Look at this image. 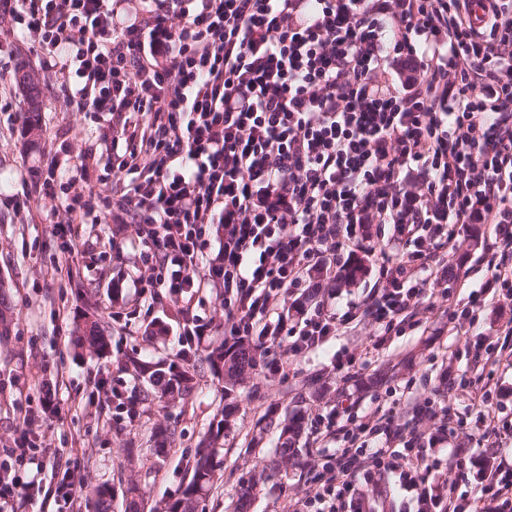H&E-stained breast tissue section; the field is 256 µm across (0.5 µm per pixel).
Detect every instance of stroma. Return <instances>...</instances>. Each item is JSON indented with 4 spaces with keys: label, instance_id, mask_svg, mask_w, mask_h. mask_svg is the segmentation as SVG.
I'll return each instance as SVG.
<instances>
[{
    "label": "stroma",
    "instance_id": "1",
    "mask_svg": "<svg viewBox=\"0 0 512 512\" xmlns=\"http://www.w3.org/2000/svg\"><path fill=\"white\" fill-rule=\"evenodd\" d=\"M0 43L11 53L0 57V101L25 111L29 107L23 89L14 79L19 66H26L39 80L35 108L40 117L37 139H30L9 113L0 112V282L12 315L8 336L0 338V463L11 459L14 430L21 411H32L30 430L42 447L73 456L72 473L81 475L85 487L114 485L119 495L112 512H124L120 495L129 478H136L148 512H158L185 477V462L203 439L210 421L224 403L238 409L224 428V469L203 504V512H233V501L242 477L259 469L270 458L280 435L279 421L286 416L307 417L314 410H330L343 395L359 398L362 409L376 402L405 403L403 388L412 396L433 397L447 392L448 380L440 370L445 354L464 356L467 339L491 336L490 322L497 314L512 315V305L487 306L478 324L467 335L434 336L420 330L388 340L382 356L358 364L353 378L344 380L333 372L337 354L369 345L371 330L340 336L316 353L296 359L287 378L267 375L264 368L245 371L232 392L212 376L198 380L185 407L146 406L140 418L129 420L117 413L111 402H99L96 383L104 378L133 386L132 372L121 369L118 358L138 355L146 359H169L179 348L184 323L180 307L170 301L154 304L150 314L134 311L137 299L131 247L112 248L108 230H101L95 251L85 255L64 282L53 280L55 266L65 263L59 243L52 235L55 215L50 205L36 203L28 190L38 170L46 169L61 145L79 155L108 130L112 117L68 111L61 79L42 68L37 44L18 42L11 31L0 29ZM491 230L484 224H467L448 247V292L462 298L467 288L485 280L487 270L479 256ZM98 301L106 311L130 313L125 323H111V353L98 358L81 348L76 329L87 300ZM164 320L167 334L153 339L145 328L150 317ZM62 374L61 411L44 417L39 411L41 380ZM453 417L448 423V441L438 455L464 458L469 471L493 454L512 458V435L486 441L473 438L474 417L467 410L464 392L450 398ZM175 415L180 431L165 461L151 451L150 431ZM276 425H269V418ZM139 461L129 468L128 453ZM307 471L289 469L282 485H263L250 512H281L288 496L303 487Z\"/></svg>",
    "mask_w": 512,
    "mask_h": 512
}]
</instances>
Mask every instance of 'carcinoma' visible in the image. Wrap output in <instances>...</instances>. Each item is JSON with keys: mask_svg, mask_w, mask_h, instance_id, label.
Masks as SVG:
<instances>
[{"mask_svg": "<svg viewBox=\"0 0 512 512\" xmlns=\"http://www.w3.org/2000/svg\"><path fill=\"white\" fill-rule=\"evenodd\" d=\"M78 341L96 356L102 357L108 353L110 336L105 326L104 311L96 302L88 304L79 327ZM255 363V354L248 351L231 352L222 343L206 349L202 354H188L185 363H150L129 359L123 362V366L126 370H134L138 386L128 394L125 402L126 414L129 419L134 420L140 416L138 407L141 404L169 399L183 402L194 391L197 379L208 374L221 380L226 379L232 386L244 370ZM236 409L235 405H224L209 423L204 439L186 462L187 479L165 503L162 512H198L200 503L209 496L216 476L223 470L224 459L220 457V450L224 446V424ZM301 427L299 421L285 424L273 457L266 461L259 473L241 479L238 512H248L258 484H278L288 474V467L307 465V461L301 457L300 449L293 447ZM177 433V425L171 423L151 431L154 443L152 451L159 460L163 461L168 456L170 449L167 444ZM113 498V487L101 483L90 489L86 501L91 512H110ZM124 498L125 512H144L141 490L135 481L127 483Z\"/></svg>", "mask_w": 512, "mask_h": 512, "instance_id": "1", "label": "carcinoma"}]
</instances>
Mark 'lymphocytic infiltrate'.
<instances>
[{
    "mask_svg": "<svg viewBox=\"0 0 512 512\" xmlns=\"http://www.w3.org/2000/svg\"><path fill=\"white\" fill-rule=\"evenodd\" d=\"M0 21L44 50L70 111L118 116L101 137L120 150L111 171L87 150L76 189H58L56 159L37 180L62 214L67 264L93 249L79 225L115 240L136 225L138 295L180 305L182 349L210 330L194 307L212 280L227 345L282 348L269 374L368 325L379 350L422 326L458 224L492 226L488 276L465 300L441 293L436 335L512 303V0H0ZM373 224L391 230L375 286L336 313L352 256L376 249ZM495 334L465 368L441 365L483 438L512 434L485 375L512 346V317ZM437 413L416 398L401 424L355 400L308 414L314 465L283 512H512V464L494 457L472 475L464 459L440 460L442 436L421 428ZM14 451L28 477L0 484V512H26L42 490L28 430ZM442 465L454 480H431Z\"/></svg>",
    "mask_w": 512,
    "mask_h": 512,
    "instance_id": "lymphocytic-infiltrate-1",
    "label": "lymphocytic infiltrate"
}]
</instances>
